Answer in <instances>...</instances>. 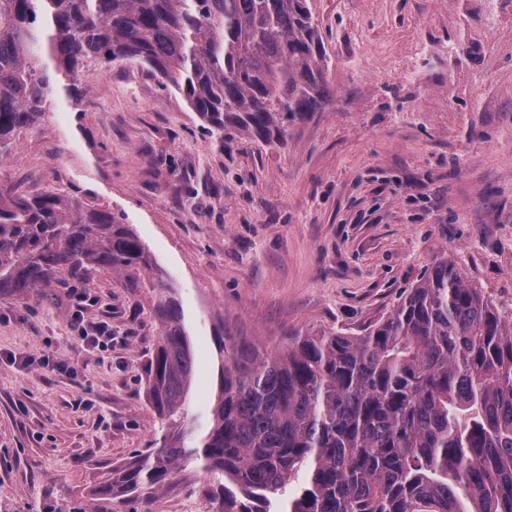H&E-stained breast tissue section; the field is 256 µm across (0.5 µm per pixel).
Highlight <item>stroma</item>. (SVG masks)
<instances>
[{
  "mask_svg": "<svg viewBox=\"0 0 512 512\" xmlns=\"http://www.w3.org/2000/svg\"><path fill=\"white\" fill-rule=\"evenodd\" d=\"M335 91L286 146L223 138L133 61L79 74L0 157V193L59 192L125 215L182 304L186 407L206 423L228 337L360 332L448 257L512 306V0H310ZM85 304L0 296V512H103L93 488L157 423L151 289L98 273ZM112 328L80 349L71 316ZM64 359L68 375L51 370ZM222 473L189 468L151 512H217Z\"/></svg>",
  "mask_w": 512,
  "mask_h": 512,
  "instance_id": "obj_1",
  "label": "stroma"
}]
</instances>
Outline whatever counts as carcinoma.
<instances>
[{
	"instance_id": "obj_1",
	"label": "carcinoma",
	"mask_w": 512,
	"mask_h": 512,
	"mask_svg": "<svg viewBox=\"0 0 512 512\" xmlns=\"http://www.w3.org/2000/svg\"><path fill=\"white\" fill-rule=\"evenodd\" d=\"M135 59L224 138L285 145L334 98L308 0H0V156L64 76ZM110 270L157 292L146 396L157 447L92 495L124 509L191 465L227 478L218 512H512V308L437 260L357 334L307 331L283 352L229 339L209 426L185 412L184 312L125 218L69 193L0 194V293Z\"/></svg>"
}]
</instances>
